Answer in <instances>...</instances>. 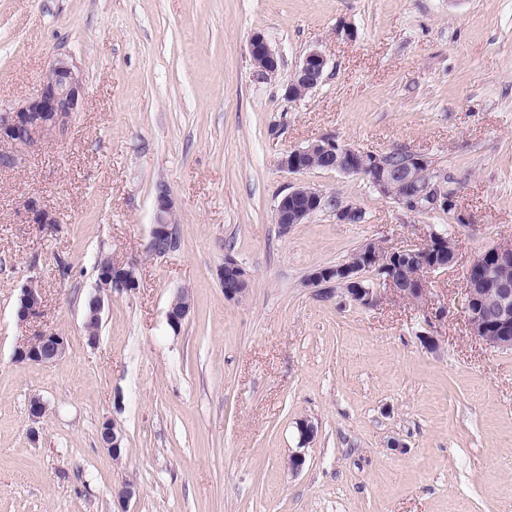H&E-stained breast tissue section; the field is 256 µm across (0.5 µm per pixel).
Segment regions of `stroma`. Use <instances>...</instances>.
<instances>
[{
	"label": "stroma",
	"instance_id": "1",
	"mask_svg": "<svg viewBox=\"0 0 512 512\" xmlns=\"http://www.w3.org/2000/svg\"><path fill=\"white\" fill-rule=\"evenodd\" d=\"M256 31L281 57L274 76L251 60ZM314 49L327 76L289 99ZM60 55L83 111L0 145L20 159L0 169V512H512V351L471 336L463 313L466 266L512 240V0H0L1 105L37 96ZM328 135L432 158L456 214L407 211L361 175L279 168ZM161 183L180 245L154 256ZM300 183L364 223L327 209L281 229L277 203ZM31 196L54 225L26 221ZM433 229L452 233L458 262L426 300L372 271L369 307L304 284L368 243L417 246ZM228 254L252 276L242 303L218 278ZM104 256L136 264L139 286L113 292L92 345L82 313ZM30 283L43 313L21 324ZM181 290L193 311L176 331ZM47 329L65 358L17 362ZM34 396L48 405L37 422ZM108 419L117 460L98 441ZM303 420L317 429L306 445ZM125 480L137 494L123 507ZM192 309L188 292L180 291L172 299L167 311V321L173 330H179ZM122 435L117 422L112 419L102 422L99 429V443L106 448L116 460L121 455Z\"/></svg>",
	"mask_w": 512,
	"mask_h": 512
}]
</instances>
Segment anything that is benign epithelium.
<instances>
[{
	"label": "benign epithelium",
	"mask_w": 512,
	"mask_h": 512,
	"mask_svg": "<svg viewBox=\"0 0 512 512\" xmlns=\"http://www.w3.org/2000/svg\"><path fill=\"white\" fill-rule=\"evenodd\" d=\"M249 52L256 68L264 75L277 72L280 58L265 35L255 32L249 39ZM327 58L318 51L308 52L300 62L291 83L288 98L298 100L306 92L320 86L327 71ZM85 88L77 65L66 56L55 57L48 65L42 79L40 93L20 107L0 105V142L29 143L35 134H46L62 129L75 112L83 109ZM407 158L401 168L389 166L385 155L366 152L357 147L340 144L333 137L320 138L305 146L290 149L278 161L280 169L297 174L312 169L310 160L322 159V169L342 174H362L370 185L383 196L391 195V186L397 182L413 185V198L397 200L418 213H435L448 207V186L438 176L431 158L412 151L404 152ZM330 208L336 221L359 224L363 217L360 208L338 205L334 198L323 192L298 184L285 193L276 207L274 220L283 230L292 224H303L318 209ZM24 210L30 224H54L56 218L40 199L29 197ZM175 203L168 188L157 187L154 200V220L151 224L148 251L154 256H164L176 249L174 243ZM457 245L447 232L433 231L419 246L391 249L375 242L355 252L351 259L339 266L320 267L306 279L312 287L334 284L341 287L354 301L371 306L378 296L374 289L364 286L361 272L374 267L383 283L406 300L426 297L429 276L456 265ZM494 273L497 288L496 303L487 308L484 304L485 283L489 277L485 268ZM224 287V298L243 302L252 289L251 274L232 256L224 258L219 270ZM139 280L134 264L119 265L111 258L99 261L96 293L87 301L83 328L101 326L105 299L112 292H130L138 288ZM464 312L472 336L487 346L512 350V242L493 245L476 256L465 272ZM43 295L34 285L21 288L17 299L16 317L24 324L42 313ZM192 309L189 293L180 291L172 299L167 311V321L179 330ZM67 352L66 337L55 330L40 333L16 352L20 363L52 365L63 359ZM122 435L117 422L105 420L99 429V443L112 457L121 455Z\"/></svg>",
	"instance_id": "obj_1"
}]
</instances>
